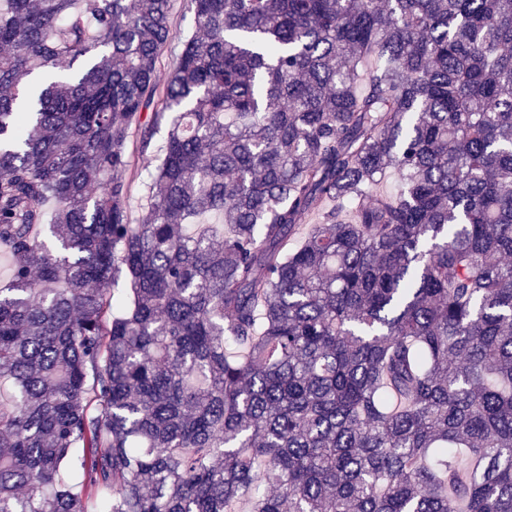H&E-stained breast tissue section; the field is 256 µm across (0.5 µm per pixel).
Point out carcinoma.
<instances>
[{"label": "carcinoma", "mask_w": 512, "mask_h": 512, "mask_svg": "<svg viewBox=\"0 0 512 512\" xmlns=\"http://www.w3.org/2000/svg\"><path fill=\"white\" fill-rule=\"evenodd\" d=\"M6 2L0 512H512V0Z\"/></svg>", "instance_id": "obj_1"}]
</instances>
